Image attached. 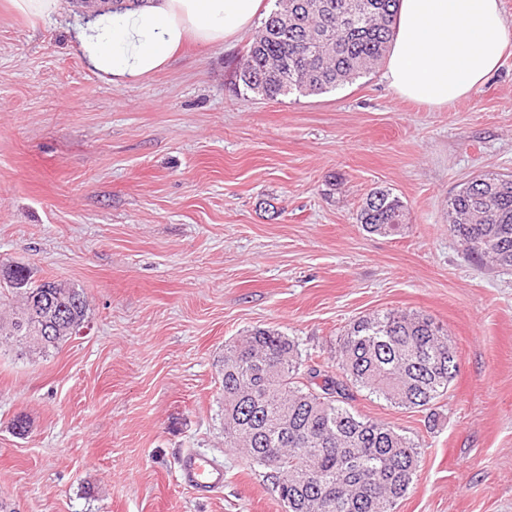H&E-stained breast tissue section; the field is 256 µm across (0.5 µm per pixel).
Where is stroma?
I'll return each instance as SVG.
<instances>
[{
	"label": "stroma",
	"mask_w": 512,
	"mask_h": 512,
	"mask_svg": "<svg viewBox=\"0 0 512 512\" xmlns=\"http://www.w3.org/2000/svg\"><path fill=\"white\" fill-rule=\"evenodd\" d=\"M95 8L68 0L49 23L0 0V304L24 264L83 290L90 321L48 357L0 345V502L284 512L224 446L225 342L274 329L332 367L349 322L399 309L447 329L459 369L428 410L350 392L361 417L420 444L396 512H512V271L448 232L461 183L512 174V48L443 109L400 99L380 64L318 95L244 97L230 75L249 31L115 86L75 48ZM375 187L403 200V234L358 223ZM189 449L223 465L222 490L183 482Z\"/></svg>",
	"instance_id": "stroma-1"
}]
</instances>
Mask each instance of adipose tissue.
Returning a JSON list of instances; mask_svg holds the SVG:
<instances>
[{
	"label": "adipose tissue",
	"instance_id": "1",
	"mask_svg": "<svg viewBox=\"0 0 512 512\" xmlns=\"http://www.w3.org/2000/svg\"><path fill=\"white\" fill-rule=\"evenodd\" d=\"M263 0H139L104 5L77 26L86 68L124 85L167 67L186 41L216 45L260 18ZM500 0H399L383 77L431 107L465 99L498 69L508 42Z\"/></svg>",
	"mask_w": 512,
	"mask_h": 512
}]
</instances>
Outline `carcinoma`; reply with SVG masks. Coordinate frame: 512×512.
I'll use <instances>...</instances> for the list:
<instances>
[{
	"label": "carcinoma",
	"instance_id": "1",
	"mask_svg": "<svg viewBox=\"0 0 512 512\" xmlns=\"http://www.w3.org/2000/svg\"><path fill=\"white\" fill-rule=\"evenodd\" d=\"M398 0H276L252 39L235 82L244 96L324 93L370 72L393 36ZM406 206L384 187L366 195L357 221L370 234H399ZM448 232L462 251L512 269V176L479 174L448 198ZM18 304L0 315V343L47 357L84 326L83 291L8 274ZM46 299L33 315L31 299ZM338 374L302 371L299 345L255 328L224 344V447L265 469L284 512H396L420 467L418 445L392 425L348 408L349 389L405 409L443 397L458 371L448 332L421 313L387 309L346 329Z\"/></svg>",
	"mask_w": 512,
	"mask_h": 512
}]
</instances>
